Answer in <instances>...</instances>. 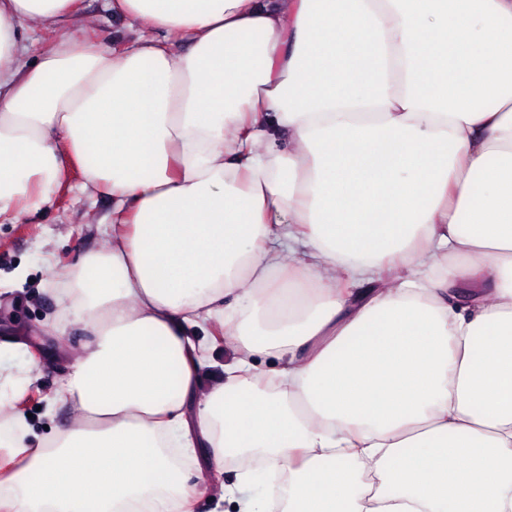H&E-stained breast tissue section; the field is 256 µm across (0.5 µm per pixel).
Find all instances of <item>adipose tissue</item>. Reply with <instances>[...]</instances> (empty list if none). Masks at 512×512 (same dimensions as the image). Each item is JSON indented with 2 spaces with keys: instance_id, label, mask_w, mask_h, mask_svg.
Listing matches in <instances>:
<instances>
[{
  "instance_id": "adipose-tissue-1",
  "label": "adipose tissue",
  "mask_w": 512,
  "mask_h": 512,
  "mask_svg": "<svg viewBox=\"0 0 512 512\" xmlns=\"http://www.w3.org/2000/svg\"><path fill=\"white\" fill-rule=\"evenodd\" d=\"M112 9L162 38L0 0V217L70 165L112 198L62 301L78 419L0 424V512H188L169 451L199 446L270 461L280 512H512V0ZM213 319L234 356L192 417ZM108 0H80L82 25L86 28L85 37L91 43L100 45L109 50L120 49L131 41L138 33L152 34L151 26L141 22L134 29L121 18L112 15Z\"/></svg>"
}]
</instances>
